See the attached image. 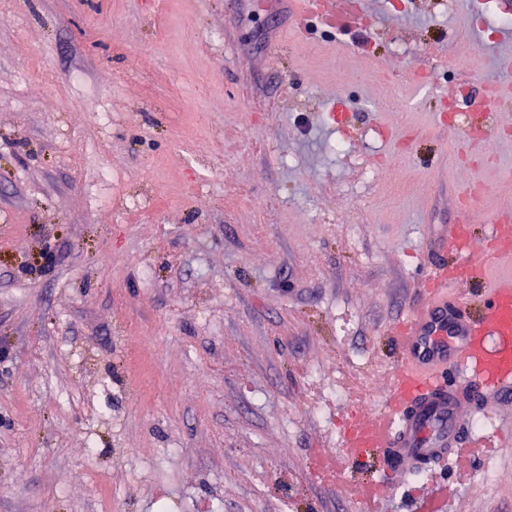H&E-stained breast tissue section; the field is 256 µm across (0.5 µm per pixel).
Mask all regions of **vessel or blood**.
<instances>
[{
  "mask_svg": "<svg viewBox=\"0 0 512 512\" xmlns=\"http://www.w3.org/2000/svg\"><path fill=\"white\" fill-rule=\"evenodd\" d=\"M493 252L474 251L466 217L438 239L449 262L428 276V298L414 310L398 337L400 365L381 409L367 416L351 412L341 453L373 456L385 477L355 483L359 499L379 501L385 480L429 471L475 448L495 447L492 436L474 433L475 420L494 421L502 398L512 395V222L491 218ZM488 288L480 317L470 316L450 296L470 282Z\"/></svg>",
  "mask_w": 512,
  "mask_h": 512,
  "instance_id": "vessel-or-blood-1",
  "label": "vessel or blood"
}]
</instances>
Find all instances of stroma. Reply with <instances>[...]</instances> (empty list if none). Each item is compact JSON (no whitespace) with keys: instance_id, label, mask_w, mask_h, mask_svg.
Listing matches in <instances>:
<instances>
[{"instance_id":"stroma-1","label":"stroma","mask_w":512,"mask_h":512,"mask_svg":"<svg viewBox=\"0 0 512 512\" xmlns=\"http://www.w3.org/2000/svg\"><path fill=\"white\" fill-rule=\"evenodd\" d=\"M363 2L0 0V512H355L342 414L461 190L512 200V0ZM435 481L512 512V441ZM327 0H289L292 11L297 16H300L307 8L310 7L311 12L315 14L326 15L336 20V26L343 27L346 25V20L350 19L353 15L359 12V4L356 0H346L343 3L341 11L332 14L326 13L321 8L324 7L323 2ZM324 12V13H323Z\"/></svg>"}]
</instances>
